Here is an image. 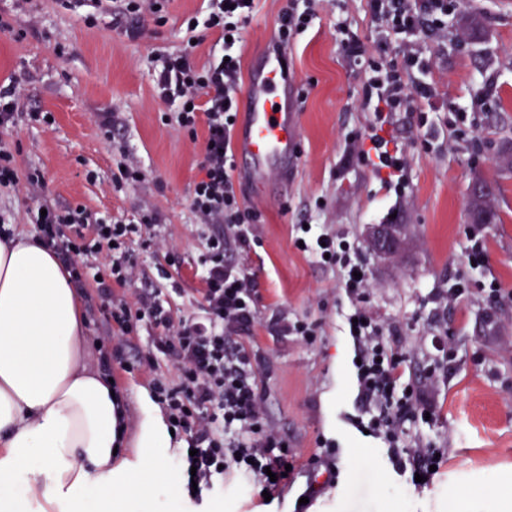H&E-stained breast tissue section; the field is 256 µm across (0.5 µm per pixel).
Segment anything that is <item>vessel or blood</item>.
I'll return each mask as SVG.
<instances>
[{
	"mask_svg": "<svg viewBox=\"0 0 512 512\" xmlns=\"http://www.w3.org/2000/svg\"><path fill=\"white\" fill-rule=\"evenodd\" d=\"M272 47L249 67L233 132L237 170L257 189L287 184L300 155L299 91Z\"/></svg>",
	"mask_w": 512,
	"mask_h": 512,
	"instance_id": "b4317fda",
	"label": "vessel or blood"
}]
</instances>
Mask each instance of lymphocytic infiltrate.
Segmentation results:
<instances>
[{
    "label": "lymphocytic infiltrate",
    "instance_id": "lymphocytic-infiltrate-1",
    "mask_svg": "<svg viewBox=\"0 0 512 512\" xmlns=\"http://www.w3.org/2000/svg\"><path fill=\"white\" fill-rule=\"evenodd\" d=\"M166 2L93 0L97 10L129 17L124 32L133 40L140 36L145 20L164 21ZM315 2L289 0L277 19L278 46L287 47L309 28ZM463 6L464 0H366V11L383 41L382 48L374 51L348 24L337 25L345 55L363 65L359 107L372 115L367 127L370 146L358 148L356 157L375 173L385 174L395 193L404 191L407 159L401 151L389 149L383 131L403 112L417 130L431 128L434 91L428 76L433 59L423 51L421 41L440 40L448 15ZM256 7V0H208L202 26L217 34L221 55L201 64L192 52H174L163 57L156 74L157 96L174 106L178 128L203 138L200 176L193 185L190 209L201 226L224 227L222 234L207 240L200 272V317L180 315L160 301L155 290L134 287L140 273L127 248L138 235L144 246L159 247L155 229L160 215L154 207L141 206L133 224L81 204L35 205L27 210L39 238L55 247L76 288L94 285L104 299L99 314L115 339L100 358L104 373L117 365L129 373L140 367L151 374L154 400L164 409L175 435L185 441L178 463L181 491L196 503L229 470L278 497L292 481L286 468L300 466L296 454L285 448L279 433L264 419L259 360L241 340L254 324L259 283L229 258L232 245L254 242L252 226L261 220L260 212L245 206L238 196L232 149L242 91L240 59L234 48ZM300 239L317 259L338 270L341 288L354 303L347 327L356 347L358 390L372 406L369 433L384 440L396 467L408 465L413 472L428 475L437 462L436 450L408 446L403 425L412 418H425L429 407L421 386L406 381V355L389 344L366 305L371 279L366 261L354 245L338 236L322 233L312 239L304 233ZM117 287L130 288V295L114 297ZM145 325L153 331L152 350L129 362L125 348ZM162 359L170 363L173 377L157 374Z\"/></svg>",
    "mask_w": 512,
    "mask_h": 512
}]
</instances>
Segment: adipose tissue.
<instances>
[{"label":"adipose tissue","mask_w":512,"mask_h":512,"mask_svg":"<svg viewBox=\"0 0 512 512\" xmlns=\"http://www.w3.org/2000/svg\"><path fill=\"white\" fill-rule=\"evenodd\" d=\"M122 399L94 369L77 291L53 247L36 234L0 238V512H101L131 501L158 506L176 443L149 398L140 401L139 452L123 444Z\"/></svg>","instance_id":"ef3b65f1"}]
</instances>
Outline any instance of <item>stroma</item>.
I'll list each match as a JSON object with an SVG mask.
<instances>
[{
	"mask_svg": "<svg viewBox=\"0 0 512 512\" xmlns=\"http://www.w3.org/2000/svg\"><path fill=\"white\" fill-rule=\"evenodd\" d=\"M36 24L18 15L13 32L0 34V87L24 85V117L0 127L20 170L44 176L42 197L63 207L80 203L98 213L132 219L140 205L160 213V235L178 257L132 243L142 288H157L184 315L198 313L196 269L206 240L189 208L199 175L202 143L177 130L157 98L154 71L162 55L192 49L209 59L214 35L190 47L189 19L203 17L204 0H169L167 21L147 23L128 39L110 16L84 17L57 0H31ZM288 0H259L238 46L242 62L263 53ZM481 15L480 38L462 26ZM350 24L367 47L377 32L362 0H319L309 29L288 47V65L306 97L299 107L301 154L288 188L255 193L244 180L242 202L262 214L258 247H232L242 271L257 278L261 298L246 344L261 359L265 417L300 459L334 449L336 481L300 476L281 501L259 505L239 477L205 497V512H293L301 494L308 512H512V169L498 166V150L512 151V0H467L449 16L448 35L433 44L434 127L419 137L407 115L386 133L408 161L407 191L398 197L369 168L351 160L352 135L364 132L369 113L357 100L362 69L345 57L337 22ZM116 123L105 138L99 116ZM49 114L50 124L31 120ZM138 165L141 182L117 184L119 167ZM496 182L495 224L472 223L467 195L475 177ZM405 225L408 242L382 258L366 241L369 225ZM355 242L371 272L367 304L392 346L408 354L417 379L431 365L436 377L425 390L435 410L427 424L407 427L408 442L443 449L446 463L431 485L417 488L386 454L382 442L361 432L366 402L354 380V347L345 318L352 309L337 270L315 262L294 245L297 227ZM486 244L490 262L467 269L471 238ZM497 282L502 294L476 292L462 306L443 300L458 276ZM319 325L314 342L279 335L280 318ZM124 399L125 453L135 456L140 398L150 393L142 372H112Z\"/></svg>",
	"mask_w": 512,
	"mask_h": 512,
	"instance_id": "1",
	"label": "stroma"
}]
</instances>
